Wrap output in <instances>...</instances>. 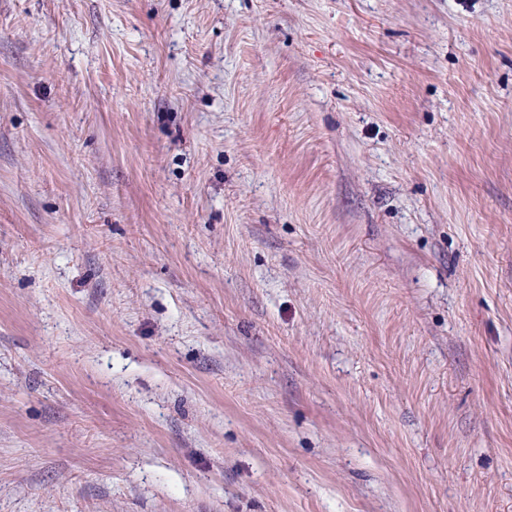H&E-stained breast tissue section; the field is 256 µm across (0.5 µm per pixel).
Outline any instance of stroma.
I'll return each mask as SVG.
<instances>
[{
	"instance_id": "1",
	"label": "stroma",
	"mask_w": 512,
	"mask_h": 512,
	"mask_svg": "<svg viewBox=\"0 0 512 512\" xmlns=\"http://www.w3.org/2000/svg\"><path fill=\"white\" fill-rule=\"evenodd\" d=\"M0 512H512V0H0Z\"/></svg>"
}]
</instances>
